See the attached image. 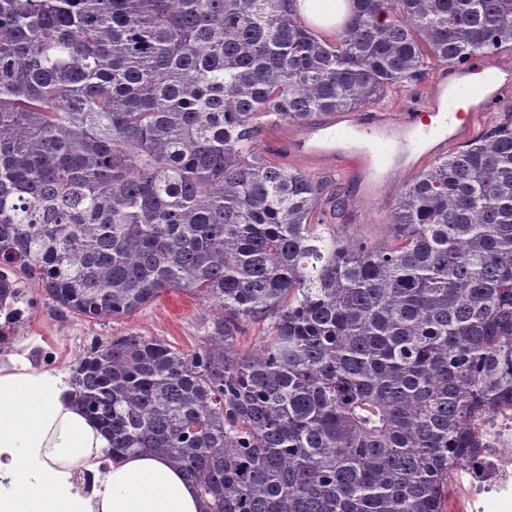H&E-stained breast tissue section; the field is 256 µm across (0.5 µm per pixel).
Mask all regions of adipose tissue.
<instances>
[{
    "mask_svg": "<svg viewBox=\"0 0 512 512\" xmlns=\"http://www.w3.org/2000/svg\"><path fill=\"white\" fill-rule=\"evenodd\" d=\"M295 8L325 35L350 13L348 0H295ZM66 391L45 371L0 375V512H203L196 489L149 453L113 461L93 498L82 495L69 466L108 441Z\"/></svg>",
    "mask_w": 512,
    "mask_h": 512,
    "instance_id": "obj_1",
    "label": "adipose tissue"
}]
</instances>
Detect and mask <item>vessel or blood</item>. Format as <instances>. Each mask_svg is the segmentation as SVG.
<instances>
[{
    "label": "vessel or blood",
    "instance_id": "vessel-or-blood-1",
    "mask_svg": "<svg viewBox=\"0 0 512 512\" xmlns=\"http://www.w3.org/2000/svg\"><path fill=\"white\" fill-rule=\"evenodd\" d=\"M464 82L470 85L476 108L451 113L450 93ZM422 100L438 118L433 127L421 129L415 115L373 107L330 115L306 126L300 136L283 142L282 147L310 162L337 161L355 188V199L380 204L387 195L386 179L400 156L418 149L428 157L442 152L448 144L467 141L482 107L512 103V85L502 82L499 64L476 58L462 68L436 66Z\"/></svg>",
    "mask_w": 512,
    "mask_h": 512
}]
</instances>
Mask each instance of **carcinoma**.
Segmentation results:
<instances>
[{"mask_svg": "<svg viewBox=\"0 0 512 512\" xmlns=\"http://www.w3.org/2000/svg\"><path fill=\"white\" fill-rule=\"evenodd\" d=\"M503 51L512 0H354L331 41L292 0H0V309L25 276L87 321L215 310L191 351L127 332L70 365L104 459L150 449L207 512H447L512 405V111L404 186L381 245L257 141ZM266 324L248 323L244 325L243 332L238 335L236 348L244 353H256L260 346Z\"/></svg>", "mask_w": 512, "mask_h": 512, "instance_id": "cac0c4a2", "label": "carcinoma"}]
</instances>
